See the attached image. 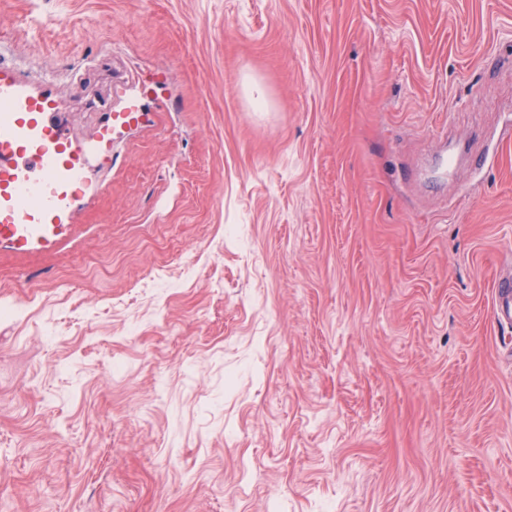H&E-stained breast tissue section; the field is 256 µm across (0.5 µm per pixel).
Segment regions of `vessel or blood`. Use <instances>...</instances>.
<instances>
[{"label": "vessel or blood", "instance_id": "vessel-or-blood-1", "mask_svg": "<svg viewBox=\"0 0 512 512\" xmlns=\"http://www.w3.org/2000/svg\"><path fill=\"white\" fill-rule=\"evenodd\" d=\"M57 102L27 93L0 67V243L25 251L62 223L69 189L81 182L86 145L63 139L46 120ZM494 319L512 326V278L497 284Z\"/></svg>", "mask_w": 512, "mask_h": 512}]
</instances>
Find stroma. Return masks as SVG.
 I'll use <instances>...</instances> for the list:
<instances>
[{"label":"stroma","instance_id":"35a3bbf8","mask_svg":"<svg viewBox=\"0 0 512 512\" xmlns=\"http://www.w3.org/2000/svg\"><path fill=\"white\" fill-rule=\"evenodd\" d=\"M94 142L0 244V512H512V0H0ZM493 313L501 326H512V278L503 277L496 286Z\"/></svg>","mask_w":512,"mask_h":512}]
</instances>
